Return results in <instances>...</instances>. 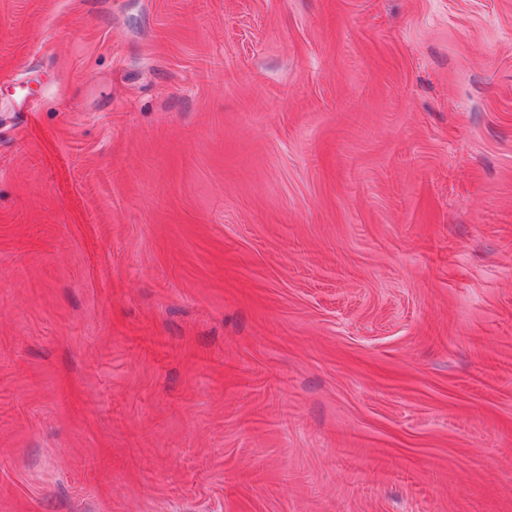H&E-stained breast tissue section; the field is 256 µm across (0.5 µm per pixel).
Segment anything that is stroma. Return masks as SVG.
<instances>
[{
    "instance_id": "1",
    "label": "stroma",
    "mask_w": 512,
    "mask_h": 512,
    "mask_svg": "<svg viewBox=\"0 0 512 512\" xmlns=\"http://www.w3.org/2000/svg\"><path fill=\"white\" fill-rule=\"evenodd\" d=\"M0 512H512V0H0Z\"/></svg>"
}]
</instances>
